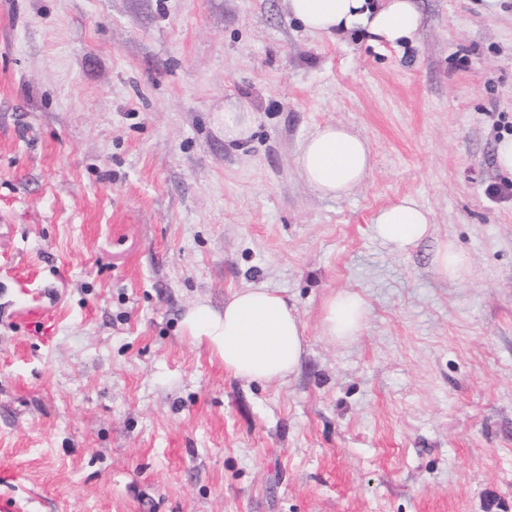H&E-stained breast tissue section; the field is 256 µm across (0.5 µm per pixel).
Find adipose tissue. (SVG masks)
<instances>
[{"label":"adipose tissue","instance_id":"ef3b65f1","mask_svg":"<svg viewBox=\"0 0 512 512\" xmlns=\"http://www.w3.org/2000/svg\"><path fill=\"white\" fill-rule=\"evenodd\" d=\"M288 10L313 35H333L359 28L374 41L393 46L413 39L420 14L415 0H287ZM224 141L242 143L260 122L243 98L224 102L220 114ZM369 142L345 126L318 127L301 144L297 166L303 181L320 196L342 198L359 186L371 168ZM379 238L399 251L429 235L428 210L413 198L380 209L373 219ZM367 308L355 292L331 295L324 307L323 333L351 341L363 327ZM190 335L207 337L224 360V369L247 381L290 378L306 353L305 327L287 298L262 285L241 289L224 302L223 312L200 304L184 319Z\"/></svg>","mask_w":512,"mask_h":512}]
</instances>
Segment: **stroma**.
<instances>
[{"label":"stroma","instance_id":"1","mask_svg":"<svg viewBox=\"0 0 512 512\" xmlns=\"http://www.w3.org/2000/svg\"><path fill=\"white\" fill-rule=\"evenodd\" d=\"M417 6L395 47L286 0H0V502L512 512V0ZM232 96L262 116L236 147ZM327 123L372 149L341 199L297 168ZM406 195L432 227L399 252L373 218ZM260 283L305 326L282 382L183 323ZM342 290L369 311L346 345ZM469 264L468 257L452 247L446 246L437 256V267L444 275L455 274ZM367 308L362 298L353 291L344 290L331 295L324 307L323 335L333 341H351L363 327Z\"/></svg>","mask_w":512,"mask_h":512}]
</instances>
